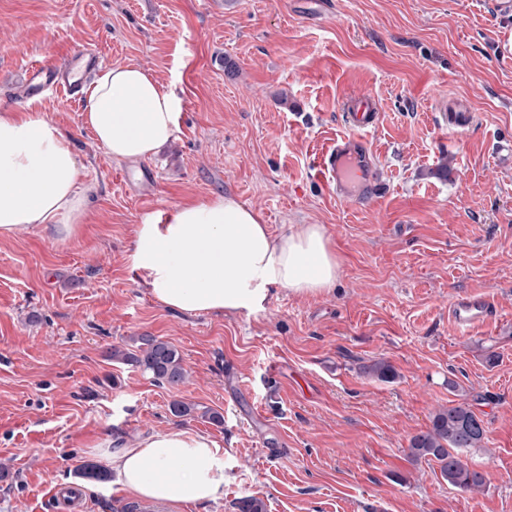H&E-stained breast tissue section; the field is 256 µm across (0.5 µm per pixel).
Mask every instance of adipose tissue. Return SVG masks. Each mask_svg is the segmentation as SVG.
<instances>
[{"instance_id": "adipose-tissue-1", "label": "adipose tissue", "mask_w": 512, "mask_h": 512, "mask_svg": "<svg viewBox=\"0 0 512 512\" xmlns=\"http://www.w3.org/2000/svg\"><path fill=\"white\" fill-rule=\"evenodd\" d=\"M82 112L113 159L136 161L175 136L180 101L149 71L116 65L86 87ZM80 169L69 136L40 110H0V238L39 224L74 235L89 202ZM130 259L140 285L185 315L257 314L278 288L328 292L338 271L323 226L275 236L252 207L225 195L144 213ZM102 455L130 496L169 512L224 496V452L207 435L173 428Z\"/></svg>"}]
</instances>
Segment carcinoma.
<instances>
[{
	"instance_id": "cac0c4a2",
	"label": "carcinoma",
	"mask_w": 512,
	"mask_h": 512,
	"mask_svg": "<svg viewBox=\"0 0 512 512\" xmlns=\"http://www.w3.org/2000/svg\"><path fill=\"white\" fill-rule=\"evenodd\" d=\"M112 359L130 364L154 380L177 386L183 383L185 370L178 350L171 343L155 336L140 337L139 350L128 352L112 348ZM487 430L469 403L463 401L438 411L430 427L410 439L409 456L414 460L436 462L440 477L454 488L478 491L487 477L483 470L469 463L463 453L483 447ZM237 512H266L262 499L249 495L239 499Z\"/></svg>"
}]
</instances>
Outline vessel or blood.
I'll return each instance as SVG.
<instances>
[{
	"instance_id": "1",
	"label": "vessel or blood",
	"mask_w": 512,
	"mask_h": 512,
	"mask_svg": "<svg viewBox=\"0 0 512 512\" xmlns=\"http://www.w3.org/2000/svg\"><path fill=\"white\" fill-rule=\"evenodd\" d=\"M103 62L97 50L84 46L74 49L59 63L31 65L23 71L19 94L24 98L40 99L57 95L68 101H78L84 83ZM377 120L376 100L363 90L353 93L346 105L347 134L322 149L318 156L319 177L333 187L340 200L362 204L380 193L376 157L365 139ZM492 312L491 303L478 293L456 296L449 304V315L461 330L483 323ZM50 499L66 501L70 512H85L86 509L82 488L76 483L53 488Z\"/></svg>"
}]
</instances>
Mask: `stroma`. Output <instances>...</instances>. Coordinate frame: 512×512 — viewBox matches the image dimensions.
I'll list each match as a JSON object with an SVG mask.
<instances>
[{"label": "stroma", "mask_w": 512, "mask_h": 512, "mask_svg": "<svg viewBox=\"0 0 512 512\" xmlns=\"http://www.w3.org/2000/svg\"><path fill=\"white\" fill-rule=\"evenodd\" d=\"M494 2L0 0V108L22 106L26 64L90 44L106 65L149 71L182 112L149 160L153 195L137 198L81 106L36 104L70 135L92 193L76 236L34 226L0 239V512H57L51 489L102 465L94 445L173 427L224 450L223 500L185 512H234L247 495L266 512H512V169L494 151L512 135V16ZM356 90L378 103L368 141L385 184L363 206L315 175ZM443 97L467 103L472 124L445 126ZM213 195L247 203L275 235L322 225L332 289L276 290L257 315L157 303L130 270L135 225ZM475 290L496 314L458 330L448 303ZM144 335L177 348L183 383L112 361ZM378 359L394 379L364 374ZM176 400L192 415L171 413ZM463 400L487 429L467 454L487 475L480 492L408 455L433 414ZM84 497L86 512H144L111 476Z\"/></svg>", "instance_id": "35a3bbf8"}]
</instances>
